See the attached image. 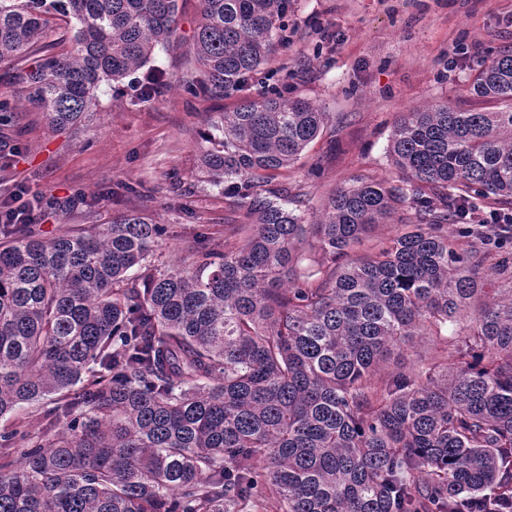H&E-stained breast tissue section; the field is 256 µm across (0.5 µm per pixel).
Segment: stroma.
I'll list each match as a JSON object with an SVG mask.
<instances>
[{"mask_svg":"<svg viewBox=\"0 0 512 512\" xmlns=\"http://www.w3.org/2000/svg\"><path fill=\"white\" fill-rule=\"evenodd\" d=\"M181 42L158 49L159 94L137 97L138 70L102 83L96 106L61 134L29 100L26 84L0 64V99L14 107L0 124V203L33 210L51 238L136 212L164 225L154 264L173 268L202 238L224 241L242 212L196 175L195 154L215 112L238 102L185 93L181 77L200 20L198 0H179ZM288 42L266 66L289 96L329 112L332 123L286 172L309 216L353 176L384 175L397 113L425 103L472 104L465 89L479 66L512 48V0H290ZM133 193H123V186Z\"/></svg>","mask_w":512,"mask_h":512,"instance_id":"1","label":"stroma"}]
</instances>
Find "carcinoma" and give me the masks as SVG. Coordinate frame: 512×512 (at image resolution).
<instances>
[{"label":"carcinoma","mask_w":512,"mask_h":512,"mask_svg":"<svg viewBox=\"0 0 512 512\" xmlns=\"http://www.w3.org/2000/svg\"><path fill=\"white\" fill-rule=\"evenodd\" d=\"M178 2L0 0V61L73 127L177 38ZM199 4L184 91L232 96L288 0ZM467 92L482 106L399 113L388 173L309 224L277 177L330 113L275 84L218 113L197 172L251 223L170 271L137 214L43 240L0 205V419L64 423L0 428V512H512V287L481 275L512 284V50ZM399 211L411 228L372 238Z\"/></svg>","instance_id":"1"}]
</instances>
